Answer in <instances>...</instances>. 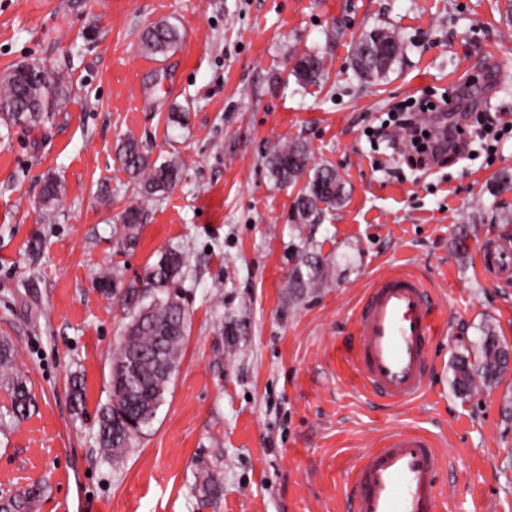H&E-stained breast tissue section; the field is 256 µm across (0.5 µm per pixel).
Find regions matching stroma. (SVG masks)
I'll return each instance as SVG.
<instances>
[{"label":"stroma","instance_id":"stroma-1","mask_svg":"<svg viewBox=\"0 0 512 512\" xmlns=\"http://www.w3.org/2000/svg\"><path fill=\"white\" fill-rule=\"evenodd\" d=\"M511 3L0 0V76L30 62L71 90L49 122L0 125V339L16 347L35 398L14 421L0 381V497L37 485L33 512H346L343 480L360 446L414 426L452 461L440 480L454 489L449 512H512V368L468 393L452 385L457 356L477 352L485 324L512 347V279H484L476 264L478 248L503 236L497 213L512 211V185L498 182L512 173V132L431 171L370 133L404 106L459 89L512 122ZM160 20L182 40L151 57L140 36ZM378 26L404 50L366 83L351 48ZM304 52L324 63L319 86L290 74ZM129 136L152 160L184 165L160 200L141 202L117 159ZM296 139L345 185L341 205L305 224L297 186L266 164ZM48 177L62 186L52 224L38 207ZM136 205L138 245L118 252L112 226ZM169 247L187 257L189 330L155 419L113 465L95 420L125 312L92 280L112 269L136 278ZM304 258L328 271L316 287L293 285ZM391 269L440 288L448 319L433 343L431 392L410 406L366 396L347 361L363 292ZM211 470L223 494L207 502L197 486Z\"/></svg>","mask_w":512,"mask_h":512}]
</instances>
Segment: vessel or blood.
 Here are the masks:
<instances>
[{
  "label": "vessel or blood",
  "instance_id": "vessel-or-blood-1",
  "mask_svg": "<svg viewBox=\"0 0 512 512\" xmlns=\"http://www.w3.org/2000/svg\"><path fill=\"white\" fill-rule=\"evenodd\" d=\"M477 267L486 279L512 278V242L480 248ZM432 294L429 283L408 271L371 281L356 314L351 361L365 392L399 405L425 395L431 345L443 324ZM446 463L435 442L417 429L385 430L345 475L349 512H441L439 474Z\"/></svg>",
  "mask_w": 512,
  "mask_h": 512
}]
</instances>
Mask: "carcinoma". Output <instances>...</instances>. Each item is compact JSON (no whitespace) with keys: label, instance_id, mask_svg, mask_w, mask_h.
Segmentation results:
<instances>
[{"label":"carcinoma","instance_id":"1","mask_svg":"<svg viewBox=\"0 0 512 512\" xmlns=\"http://www.w3.org/2000/svg\"><path fill=\"white\" fill-rule=\"evenodd\" d=\"M181 39L177 28L167 22L151 24L141 36V50L148 55H165L174 50ZM403 42L395 31L373 28L354 44L351 65L355 75L365 81L384 76L401 58ZM38 64L19 63L0 78V119L9 126L27 121L37 123L58 111L70 97L64 78H41ZM303 86L323 82L321 58L309 52L300 54L290 71ZM118 159L124 171L149 200L172 189L183 173L175 160L156 164L133 137L117 146ZM267 163L272 177L284 184L305 181L294 201L297 219L306 223L338 206L344 197V185L335 169L326 166L309 167L308 145L294 140L273 150ZM62 193L54 179L45 181L40 206L42 218L52 222L57 218L56 204ZM143 212L141 207L128 208L119 224L113 227L118 249L126 251L137 246ZM185 256L182 251L167 248L158 259L145 268L142 277L125 282L121 273L112 270L98 274L93 280L102 297H119L127 310L118 345L112 351L110 398L97 415V438L104 457L122 461L142 437L145 417L157 412L181 360L187 332L188 316L177 291L184 275ZM502 347L494 330L486 328L475 362L459 358L455 366L454 384L462 392L476 383L495 382L502 373ZM14 346L0 342V379L10 387V416L20 419L34 405L27 379L15 364ZM201 498L209 501L220 497L222 479L212 471L199 484ZM40 488L35 486L0 501V512H32Z\"/></svg>","mask_w":512,"mask_h":512}]
</instances>
